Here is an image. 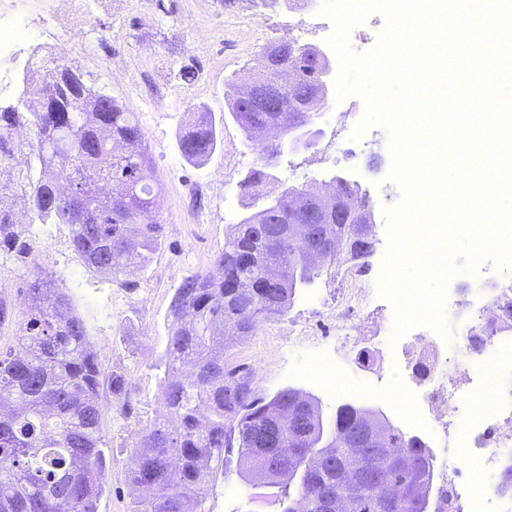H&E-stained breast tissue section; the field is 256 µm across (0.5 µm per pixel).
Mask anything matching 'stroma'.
Segmentation results:
<instances>
[{"label": "stroma", "mask_w": 512, "mask_h": 512, "mask_svg": "<svg viewBox=\"0 0 512 512\" xmlns=\"http://www.w3.org/2000/svg\"><path fill=\"white\" fill-rule=\"evenodd\" d=\"M325 0H85L89 25L84 47L58 45L55 59L80 70L88 87L114 97L135 113L145 136L152 169L160 183L156 210L164 226L162 244L147 268H130L113 279L85 266L72 250L66 224L23 222L32 246L30 264L42 279L65 289L73 309L88 324L89 342L102 353V373L125 379V392L100 390L103 405L101 435L106 453L105 492L98 512H127L134 488L129 481L143 423L160 407V388L153 368L167 342L170 304L181 280L211 267L223 249L232 224L243 211L238 183L257 153L229 114V84L260 70L265 50L291 40L322 46ZM190 68L193 77L179 75ZM212 113L218 121L220 144L203 165L186 161L179 138L195 113ZM346 112L351 126L365 115V103L354 93L332 91L328 106L314 127L318 134L309 148L286 151L275 171L278 189L322 185L338 174L357 180L369 195L375 224V250L367 269H348L344 277L322 279L300 291L288 313L264 324L254 336L237 344L224 359L229 366L252 369L261 395L294 387L317 397L326 412L352 402L381 410L407 432H418L425 414L402 392L383 391V384L405 381L422 390L427 383L413 364L396 366L395 354L379 348L378 338L393 316L385 301L357 314L358 336L346 353L336 351L339 331L333 310L338 302L359 298L379 280L388 248L384 190H398L391 179V153L368 147L378 130L369 125L359 138L337 142L336 116ZM0 284L8 288L11 317L0 323V347L14 345L24 318L27 282L17 264L0 261ZM374 356L372 370L361 369L363 353ZM211 512H281L276 488L250 485L237 473L218 476L210 492Z\"/></svg>", "instance_id": "35a3bbf8"}]
</instances>
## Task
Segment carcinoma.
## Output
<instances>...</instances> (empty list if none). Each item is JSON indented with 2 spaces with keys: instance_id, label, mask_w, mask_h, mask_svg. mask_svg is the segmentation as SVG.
<instances>
[{
  "instance_id": "1",
  "label": "carcinoma",
  "mask_w": 512,
  "mask_h": 512,
  "mask_svg": "<svg viewBox=\"0 0 512 512\" xmlns=\"http://www.w3.org/2000/svg\"><path fill=\"white\" fill-rule=\"evenodd\" d=\"M294 72L295 84L281 99L286 112L308 104L306 51L295 45L271 48L264 56V78L249 93L234 94L232 119L248 139L273 117L270 112H241L258 90L280 86L282 66ZM105 93L83 86L65 112H43L41 102L0 105V171L11 168L10 131L18 125L36 129L29 144L33 162L16 182L32 220L68 224L70 243L84 263L116 278L127 268L148 266L162 237L153 215L155 187L144 135L134 113ZM219 143L212 115L203 112L179 140L184 158L205 163ZM71 152L81 173L79 195L117 187L112 209L96 214L91 224H75L70 206L59 201L57 179L70 180L71 166L57 177L46 169ZM270 178L261 162L239 181L244 214L230 225L211 269L186 277L175 289L164 355L155 369L160 382V410L142 428L131 470L136 495L128 512H210V483L236 472L247 482L279 488L282 512H318L326 494L352 500L350 512H441L432 510L427 480L435 472L433 454L396 426L380 428L384 454L372 455L349 444L357 425L354 410L342 404L324 418L317 398L303 403L301 416L282 422L278 414L294 393L281 389L258 394L252 372L224 366L227 337L247 339L259 326L285 316L297 292L338 273L350 260L333 254L308 259L310 241L293 240L273 231L265 190ZM15 200L0 196V254L26 262L29 244L17 231ZM284 266L287 277L265 286L271 267ZM24 305L27 319L16 345L0 349V512H97L105 490L104 441L100 434L101 369L88 339L85 319L63 291L45 294L40 274ZM271 422L278 426L279 445L258 446L249 429ZM301 448L319 459L303 478L281 472L263 477L261 460ZM385 471L401 494L385 506V488L376 472ZM497 489L512 497V455L503 460Z\"/></svg>"
}]
</instances>
